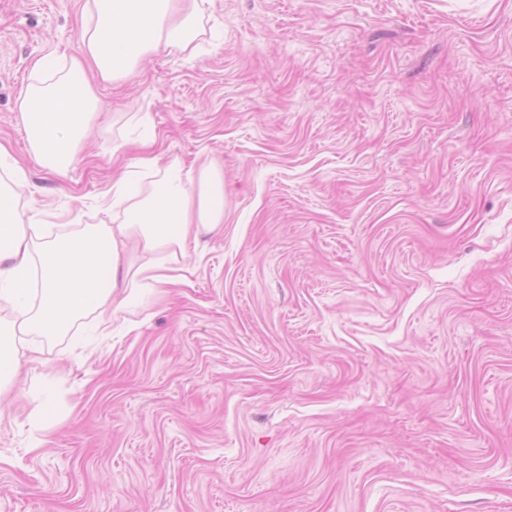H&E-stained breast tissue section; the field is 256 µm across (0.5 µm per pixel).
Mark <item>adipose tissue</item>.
Wrapping results in <instances>:
<instances>
[{"label":"adipose tissue","mask_w":512,"mask_h":512,"mask_svg":"<svg viewBox=\"0 0 512 512\" xmlns=\"http://www.w3.org/2000/svg\"><path fill=\"white\" fill-rule=\"evenodd\" d=\"M206 2L86 0L82 56L59 78L31 86L19 103L34 157L67 173L96 103L86 69L109 81L145 55L188 50ZM25 185L24 169L14 164L0 177V304L13 313L11 326L0 327V384L17 380L22 355H37L32 347L19 352L18 335L55 336L87 314L94 330H107L143 288L180 284L189 240L224 224V174L210 163L139 157L112 184L111 223L45 240L13 206ZM137 252L152 254V262L136 263Z\"/></svg>","instance_id":"obj_1"}]
</instances>
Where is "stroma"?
Masks as SVG:
<instances>
[{
	"instance_id": "35a3bbf8",
	"label": "stroma",
	"mask_w": 512,
	"mask_h": 512,
	"mask_svg": "<svg viewBox=\"0 0 512 512\" xmlns=\"http://www.w3.org/2000/svg\"><path fill=\"white\" fill-rule=\"evenodd\" d=\"M84 4L0 0L25 222L111 223L153 131L223 170L224 230L132 327L23 338L0 512H512V0H215L193 54L90 75L59 175L18 104Z\"/></svg>"
}]
</instances>
